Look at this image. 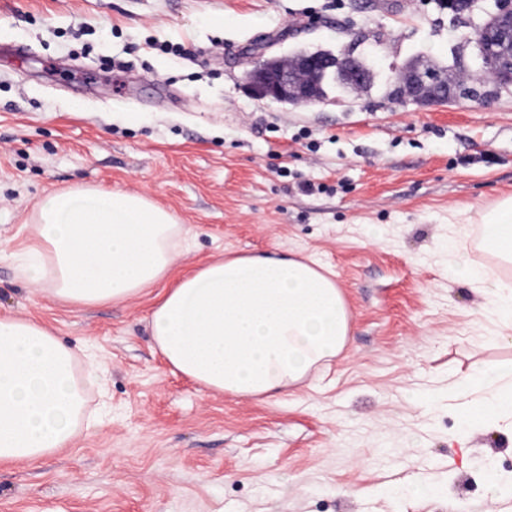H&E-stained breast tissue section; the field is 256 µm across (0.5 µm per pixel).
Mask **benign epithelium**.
Segmentation results:
<instances>
[{
  "mask_svg": "<svg viewBox=\"0 0 512 512\" xmlns=\"http://www.w3.org/2000/svg\"><path fill=\"white\" fill-rule=\"evenodd\" d=\"M491 21L478 27V37L466 39L462 45L474 43L478 57L494 58L493 74L498 91L512 89V3L498 0L496 9L486 13ZM337 75L362 84L369 70L356 57L348 54L339 58L331 53L302 52L288 63L269 59L246 73L245 79L254 93L261 98L287 103L313 102L320 99L317 79ZM398 95L418 105L449 103L460 98V91L440 81L420 65L406 64L399 73Z\"/></svg>",
  "mask_w": 512,
  "mask_h": 512,
  "instance_id": "7a95c632",
  "label": "benign epithelium"
}]
</instances>
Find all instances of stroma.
Here are the masks:
<instances>
[{
    "instance_id": "stroma-1",
    "label": "stroma",
    "mask_w": 512,
    "mask_h": 512,
    "mask_svg": "<svg viewBox=\"0 0 512 512\" xmlns=\"http://www.w3.org/2000/svg\"><path fill=\"white\" fill-rule=\"evenodd\" d=\"M482 15L435 0H0V316L42 322L103 363L71 444L0 463V512H512L484 465L512 474V434L461 435L449 379L512 367L486 300L448 269L512 264L485 217L512 198V91L420 106L392 94L422 56L448 78ZM352 53L369 84L315 103L253 95L267 58ZM315 190H300L301 182ZM142 194L192 246L219 256L296 253L328 269L349 334L336 358L270 397L204 389L150 336L162 285L119 304L58 303L16 274L35 202L74 185Z\"/></svg>"
}]
</instances>
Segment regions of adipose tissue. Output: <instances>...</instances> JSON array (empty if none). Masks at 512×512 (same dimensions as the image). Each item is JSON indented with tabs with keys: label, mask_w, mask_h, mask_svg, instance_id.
Instances as JSON below:
<instances>
[{
	"label": "adipose tissue",
	"mask_w": 512,
	"mask_h": 512,
	"mask_svg": "<svg viewBox=\"0 0 512 512\" xmlns=\"http://www.w3.org/2000/svg\"><path fill=\"white\" fill-rule=\"evenodd\" d=\"M188 234L173 212L143 195L75 185L35 204L18 274L63 303H118L168 278ZM486 235L498 255L512 259V199L489 214ZM448 264L482 292L487 317L507 339L512 283L469 262L453 238ZM150 328L174 371L212 391L257 397L336 358L349 323L330 272L307 259L251 254L213 260L181 278L156 304ZM98 384L97 367L79 366L48 328L0 317V461H35L67 447ZM472 387L485 397L463 404ZM448 396L462 402L463 430L512 429V369L478 365L468 382H449Z\"/></svg>",
	"instance_id": "adipose-tissue-1"
}]
</instances>
